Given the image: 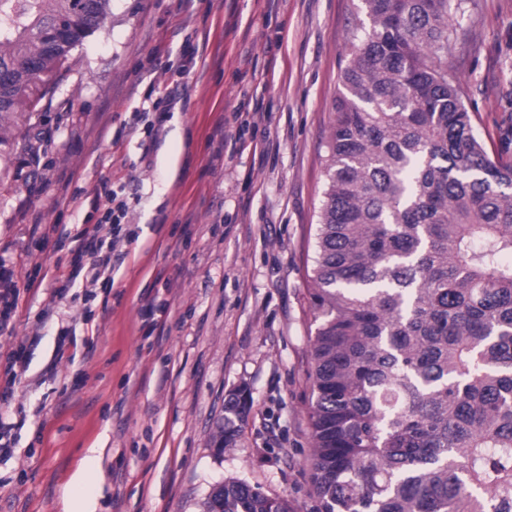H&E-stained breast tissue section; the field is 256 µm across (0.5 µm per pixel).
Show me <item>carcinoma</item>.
<instances>
[{"label": "carcinoma", "mask_w": 512, "mask_h": 512, "mask_svg": "<svg viewBox=\"0 0 512 512\" xmlns=\"http://www.w3.org/2000/svg\"><path fill=\"white\" fill-rule=\"evenodd\" d=\"M110 2L0 0V144ZM360 2L307 270L319 512H512V159L488 155L448 74L451 0ZM247 400L228 401L216 447ZM204 507L294 512L236 479Z\"/></svg>", "instance_id": "obj_1"}]
</instances>
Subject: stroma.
Masks as SVG:
<instances>
[{"mask_svg": "<svg viewBox=\"0 0 512 512\" xmlns=\"http://www.w3.org/2000/svg\"><path fill=\"white\" fill-rule=\"evenodd\" d=\"M358 3L112 0L41 112L9 120L0 259L42 289L0 329V512H63L69 484L96 512H203L229 478L318 512L306 262ZM455 20L448 70L490 157L512 152V0H463ZM146 102L165 117L155 138L135 117ZM101 181L125 187L127 257L112 287L69 288L63 336L38 314L71 234L101 217L86 197ZM150 302L166 314L149 334ZM242 387L247 417L217 451Z\"/></svg>", "mask_w": 512, "mask_h": 512, "instance_id": "stroma-1", "label": "stroma"}]
</instances>
